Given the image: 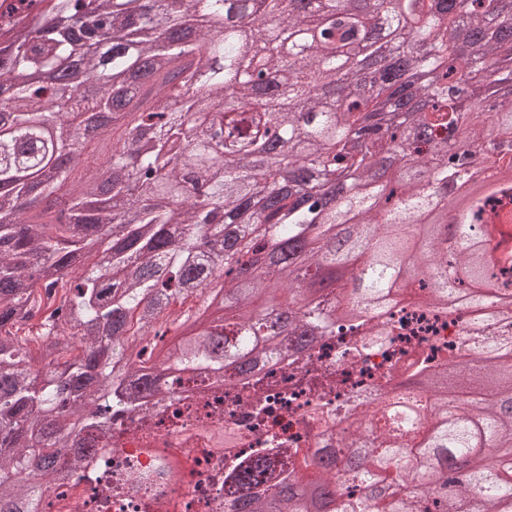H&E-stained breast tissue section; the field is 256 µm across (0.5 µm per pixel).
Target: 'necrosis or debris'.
<instances>
[{
    "instance_id": "necrosis-or-debris-1",
    "label": "necrosis or debris",
    "mask_w": 512,
    "mask_h": 512,
    "mask_svg": "<svg viewBox=\"0 0 512 512\" xmlns=\"http://www.w3.org/2000/svg\"><path fill=\"white\" fill-rule=\"evenodd\" d=\"M464 320L403 303L375 342L337 329L245 382L206 369L182 377L140 412L113 420L109 433L90 431L92 455L50 486L40 512H225L237 476L256 457H267L266 476L278 481L296 449H335L337 417L353 399L384 383L414 390L411 378L395 375L414 352H463Z\"/></svg>"
}]
</instances>
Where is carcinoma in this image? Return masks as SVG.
Wrapping results in <instances>:
<instances>
[{
	"label": "carcinoma",
	"mask_w": 512,
	"mask_h": 512,
	"mask_svg": "<svg viewBox=\"0 0 512 512\" xmlns=\"http://www.w3.org/2000/svg\"><path fill=\"white\" fill-rule=\"evenodd\" d=\"M228 0H0V512H37L48 484L90 454L86 430L112 428V410L139 406L181 375L275 364L284 338L310 346L339 321L382 319L398 291L427 290L424 309L477 308L467 332L484 336V311L512 306L496 271L512 249L475 220L512 176L469 202L470 240L439 249L448 141L478 146L512 136V15L501 0H409L429 47L405 32L388 0L387 44L364 45V0H333L305 23L306 0H263L246 42ZM300 55L286 61L284 46ZM110 112L99 162L65 128ZM58 128L57 136L48 134ZM84 175L63 190L78 165ZM349 250L373 260L340 308L317 285L340 274L336 226ZM413 251L434 269L399 283L394 259ZM196 307L171 305L189 295ZM37 347L12 329L48 301ZM283 306L279 327L268 311ZM174 331L145 354L144 342ZM434 409L415 442L392 438L368 462L348 457L339 494L308 497L303 476L275 485L278 512H512V340L485 336L471 365L407 364ZM375 395L348 424L345 444L389 405ZM467 456L465 481L448 466ZM320 457L322 483L339 479ZM256 458L239 481L249 512H267Z\"/></svg>",
	"instance_id": "obj_1"
}]
</instances>
